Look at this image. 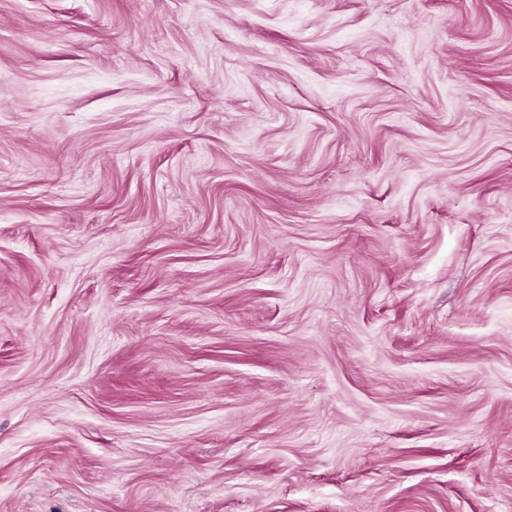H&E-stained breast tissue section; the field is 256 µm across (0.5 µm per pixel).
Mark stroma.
I'll return each mask as SVG.
<instances>
[{
    "label": "stroma",
    "instance_id": "stroma-1",
    "mask_svg": "<svg viewBox=\"0 0 512 512\" xmlns=\"http://www.w3.org/2000/svg\"><path fill=\"white\" fill-rule=\"evenodd\" d=\"M0 512H512V0H0Z\"/></svg>",
    "mask_w": 512,
    "mask_h": 512
}]
</instances>
